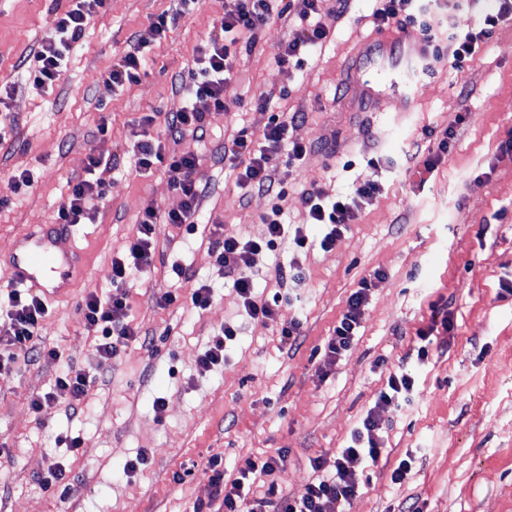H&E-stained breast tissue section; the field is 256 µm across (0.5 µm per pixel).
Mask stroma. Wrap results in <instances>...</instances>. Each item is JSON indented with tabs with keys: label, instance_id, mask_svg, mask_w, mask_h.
<instances>
[{
	"label": "stroma",
	"instance_id": "stroma-1",
	"mask_svg": "<svg viewBox=\"0 0 512 512\" xmlns=\"http://www.w3.org/2000/svg\"><path fill=\"white\" fill-rule=\"evenodd\" d=\"M176 0H107L92 14L63 77L52 88H31L21 68L52 17L55 0H0V123L14 124L12 140L0 144V289L10 288V261L21 239L54 223L59 205L83 172L90 148L118 155L131 151L139 122L183 106L180 82L202 39L224 27V0H199L165 40L148 54L137 83L106 92L102 73L123 57L132 38ZM373 0H353L347 17L326 5L321 22L329 38L302 69L278 65L277 47L288 22L271 21L254 47L237 44L233 79L224 87L225 110L209 111L203 136L184 134L177 147L201 154L199 178L209 191L199 202L194 233L157 225L155 268L126 291L130 321L140 334L120 358L99 372L77 410L58 404L33 412L30 401L54 385L61 364L93 369L95 332L80 307L89 292L112 293L111 262L137 234L147 205L160 213L180 209L163 168L146 174L130 166H100L95 176L113 187L98 205L94 223L71 230L76 268L65 291L47 295L50 314L40 342L60 349L59 363L33 360L0 376V448L13 458L0 475V512H224L215 500L207 469L221 458L225 477H236L248 457L280 454L272 476L249 481V495L269 487L300 497L332 472L368 411H375L385 453L376 466L357 473L355 496L344 512H512V22L461 66L442 63L419 74L411 111L393 109L382 91L371 110L356 111L345 97L348 84L365 80L354 69L357 46L378 31ZM273 94L270 109L256 104ZM302 113L291 131L310 152L288 190L291 227H302L313 245L295 250L292 239L259 255L253 268L263 295L292 296L282 319L298 318L300 346L283 343L279 326L246 318L230 280L221 278L209 227L247 239L267 235L261 217L267 196L243 193L236 169L224 159V140L240 128L261 132L270 112ZM106 133H99V125ZM453 130L454 138L434 170L402 163L406 147L425 131ZM28 170L34 183L19 195L13 175ZM374 182L380 193L329 249L318 241L321 226L307 223L300 188L337 197ZM193 279L211 284V304L161 306L165 291L188 293L172 263ZM292 264L301 281L277 282L274 267ZM373 286L351 348L335 364L324 346L362 278ZM448 310L454 328L436 332L424 363L412 351L416 332L430 323L432 307ZM240 334L223 364L199 374L197 361L224 325ZM414 379L402 406L376 404L390 373ZM163 398L162 413L153 401ZM79 437L71 450L58 435ZM147 461L135 473L124 464ZM412 457L411 473L391 478L400 459ZM320 457L323 471L310 461ZM62 462L70 486L65 496L37 482L51 461Z\"/></svg>",
	"mask_w": 512,
	"mask_h": 512
}]
</instances>
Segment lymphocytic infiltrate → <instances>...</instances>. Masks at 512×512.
Masks as SVG:
<instances>
[{"label":"lymphocytic infiltrate","mask_w":512,"mask_h":512,"mask_svg":"<svg viewBox=\"0 0 512 512\" xmlns=\"http://www.w3.org/2000/svg\"><path fill=\"white\" fill-rule=\"evenodd\" d=\"M67 7L54 13L48 31L41 38L35 54L36 67L26 74L35 89L45 90L65 73L71 53L83 38L88 17L103 10L106 0H67ZM178 11H163L149 26L136 35L126 55L109 67L103 75L107 89L121 88L138 82L147 65V52L161 43L174 27L181 11L191 10L195 0H180ZM324 0H228L224 6V27L221 34L212 35L195 50L193 66L181 83L184 105L170 113L165 121V133L177 139L184 132H199L205 127L209 110L225 108L224 87L232 78L231 53L225 42L229 35H248L256 39L261 27L271 18H292L296 24L287 40L278 46L275 58L279 64L303 67L307 56L321 48L328 37L327 30L318 22ZM374 16L379 26L404 27L418 24L432 51L425 59V67H432L444 57H452L454 64H461L472 57L480 44L491 38L501 22L512 20V0H497L496 12L486 14L479 30H461L449 26L437 32L427 22L433 0H380ZM289 123L280 114H273L266 123L260 140H253L247 131H239L230 144L225 145L224 155L238 167L236 183L245 192L267 195L272 205L262 221L267 226L265 240L257 242L225 232L223 225H216L212 233V250L219 272L230 278L241 300L243 314L250 319L277 320L283 303L281 294L262 299L254 291L252 268L261 252L276 250L287 232V221L282 202L288 194V182L280 177V170L294 171L309 152L307 145L291 140ZM135 166L143 173L163 167L173 188L181 195L180 210L159 214L154 206H147L139 222V235L126 252L112 260L111 296L101 297L89 293L81 308L82 318L88 327L97 329L96 345L98 368L109 367L115 362L123 347L138 340L139 334L128 322L129 304L124 286L134 273H149L154 266L156 245L155 226L158 222L194 226L198 222V204L205 196L208 185L197 179L195 173L199 159L192 153L166 154L160 140L151 136L137 141L134 146ZM111 153L99 147L91 148L85 162L84 178L71 187L67 198L57 210L62 224H83L93 220L96 204L107 198L109 185L94 179L93 173L101 164L112 162ZM379 192L377 184L357 188L353 195L338 199L326 197L318 190H302L300 202L310 223L323 226L321 248H331L337 238L353 223L364 204L371 202ZM371 288L370 280H361L350 295L344 312L338 319L332 336L324 349L326 364H334L347 352L360 327L361 311ZM49 314V308L39 292L20 285L8 294L7 316L13 333L0 336V375L11 374L17 359L40 357L56 362L61 358L57 348L38 346L35 338L38 326ZM89 371L72 366L63 367L56 378L53 391L33 398L30 407L40 411L43 406L63 403L76 408L91 382ZM379 423L374 413H367L348 446L341 449L334 462L330 477L310 484L306 493L297 499L279 497L277 500L247 501L243 490L250 475L274 473L280 466L277 457L262 461L245 459L235 479L228 480L221 470L220 460H211V483L215 497L224 503V512H342V504L355 495L358 484L356 469L375 466L382 455L378 435Z\"/></svg>","instance_id":"f902f5d3"}]
</instances>
